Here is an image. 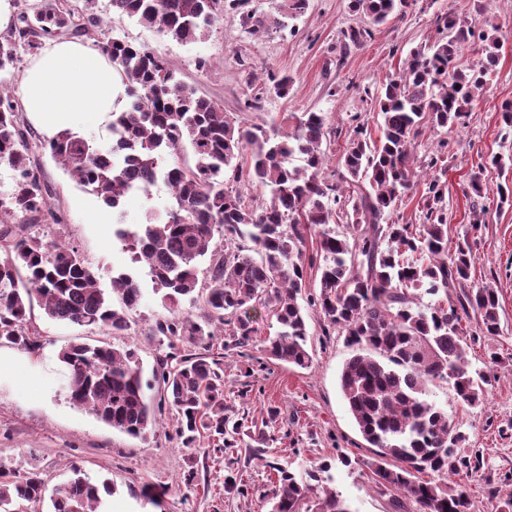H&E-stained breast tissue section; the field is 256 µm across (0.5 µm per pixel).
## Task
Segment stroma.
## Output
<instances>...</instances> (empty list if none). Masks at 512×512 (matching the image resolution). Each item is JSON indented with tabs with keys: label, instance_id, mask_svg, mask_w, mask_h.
<instances>
[{
	"label": "stroma",
	"instance_id": "1",
	"mask_svg": "<svg viewBox=\"0 0 512 512\" xmlns=\"http://www.w3.org/2000/svg\"><path fill=\"white\" fill-rule=\"evenodd\" d=\"M349 0H309L305 15L290 20L284 30L264 37L249 34L242 12L228 10L207 36L180 43L142 27L135 20L113 17L110 0H95L94 13L104 19L90 28L83 44L98 49L119 37L146 45L166 61L183 82L218 102L229 115H243L256 123L279 125L290 113L320 112L327 125L351 131L355 122L376 132L381 120L364 99V87H378L413 49L437 38L436 19L455 11L475 20L494 19L502 49L486 92L468 113L463 125L448 132V166L442 175L448 184V247L468 243L473 255L470 287L491 286L497 292L500 332L470 342L471 368H490L495 379L483 405L461 406L452 381L428 385L429 398L458 421L468 436L467 451H480V469L464 481L477 512H495L490 489H503L504 475L512 472V202H501L498 188L512 186V129L502 121V105L512 102V0H418L404 14L372 27L371 38L357 47H345L343 33L359 25ZM292 80L287 97L264 96L258 109L244 110L253 86L268 74ZM30 155L42 183L49 189V208L32 221V232L44 242L74 249L95 273L100 288L110 289L113 276L133 271L124 244L113 234L116 219L110 207L91 194L43 150L47 128L25 116ZM506 166H490L492 156ZM485 165L482 204L486 222L470 224L472 197L469 175ZM100 207L102 220L91 224L86 212ZM143 298L137 321L117 344H128L138 354L142 375L151 382L153 370L168 347L149 333L160 301L149 277H141ZM32 327L40 347L27 361L38 376L37 390L27 393L15 376H0V469L25 471L38 466L48 487L70 478L79 466L96 482L109 479L117 487L109 497L110 512H268L263 498L272 474L264 460L249 457L250 438L239 437L232 448L204 440L184 446L178 439L172 410L163 409L147 441H140L100 422L88 410L74 406L67 395L68 376L58 354L73 341L105 340L103 331L49 319L42 309L32 312ZM310 368L300 369L266 358L254 347L225 351L224 404L232 418L266 420L274 439L269 457L289 462L291 468L320 462L331 465L332 485L353 512H390L389 497L372 482L365 466L373 450L364 441L342 398L339 376L353 349L343 337L327 336L318 318L309 321ZM501 362L490 365V353ZM347 454L352 466L337 463ZM236 461L244 492L224 494L228 461ZM194 480H187L188 471Z\"/></svg>",
	"mask_w": 512,
	"mask_h": 512
}]
</instances>
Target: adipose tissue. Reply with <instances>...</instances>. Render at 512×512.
<instances>
[{
	"label": "adipose tissue",
	"instance_id": "ef3b65f1",
	"mask_svg": "<svg viewBox=\"0 0 512 512\" xmlns=\"http://www.w3.org/2000/svg\"><path fill=\"white\" fill-rule=\"evenodd\" d=\"M125 85L101 55L69 39L52 40L30 63L20 84L23 112L39 116L54 131L80 115L95 122L126 106Z\"/></svg>",
	"mask_w": 512,
	"mask_h": 512
}]
</instances>
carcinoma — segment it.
Listing matches in <instances>:
<instances>
[{"instance_id":"obj_1","label":"carcinoma","mask_w":512,"mask_h":512,"mask_svg":"<svg viewBox=\"0 0 512 512\" xmlns=\"http://www.w3.org/2000/svg\"><path fill=\"white\" fill-rule=\"evenodd\" d=\"M220 0H111L112 14L128 18L181 43L196 42L224 14ZM413 0H350L349 8L382 24L405 12ZM309 0H277L275 13L246 12L243 21L257 37L281 31L286 20L305 14ZM101 23H87L74 12L48 5L34 16L23 12L0 36V73L19 62V52L37 54L45 41L88 34ZM439 37L412 50L377 90L382 122L372 138L357 124L339 157L343 172L324 175L323 144L337 136L325 116L304 112L287 126L232 119L223 108L181 82L174 70L144 46L113 38L100 51L121 75L128 103L112 113V141L100 145L69 130L47 141L51 156L79 184L116 209L133 191L147 193L158 182L172 201L165 219L151 213L139 230H115L137 256L160 296L166 313L152 334L163 336L171 352L160 359L155 379L157 405L146 396L134 350L87 341L64 346L59 359L69 371L73 405L133 438L146 440L156 411L176 412V432L189 445L205 437L237 434L244 422L231 421L224 407V369L206 353L176 354L178 346H207L225 332L234 347L259 335V318L274 319V332L261 340L266 357L301 369L310 367L309 319L345 337L355 354L340 375V391L362 438L377 449L366 462L370 477L390 494L392 512H476L457 478L480 468L482 455H466L467 441L448 413L428 400L427 383L454 380L460 400L478 406L486 398L488 375L468 368L467 340L500 331L496 291L469 288L474 258L459 245L448 253L449 142L424 157L429 173L414 167L413 151L428 129L457 126L486 91L501 46L489 37L496 29L476 27L469 16L438 19ZM371 31L344 32L347 45L360 46ZM485 42L477 62L457 63L461 49ZM244 101L256 110L267 91L288 95L291 78L268 74ZM28 131L11 91L0 84V165L13 171V185L0 192V345L34 350L29 325L33 304L52 320L97 326L114 336L132 329L143 297L138 278L112 277L111 292L79 254L31 235L28 221L48 208L47 190L31 165ZM195 167L168 162L184 146ZM299 159L303 165L296 166ZM424 179L423 223L388 222L397 202ZM259 190L247 199L238 185ZM224 236V247L214 242ZM318 236L317 288L307 284L305 244ZM209 258V279L201 285L197 262ZM428 301H423V298ZM202 302L207 321L181 315L183 302ZM475 318L476 327L466 326ZM276 473L268 512H351L335 489L324 485L321 464L296 474L286 464L268 461ZM74 477L50 490L33 467L16 474L0 469V512H32L50 500L52 512H100L112 483L91 482L73 467Z\"/></svg>"}]
</instances>
